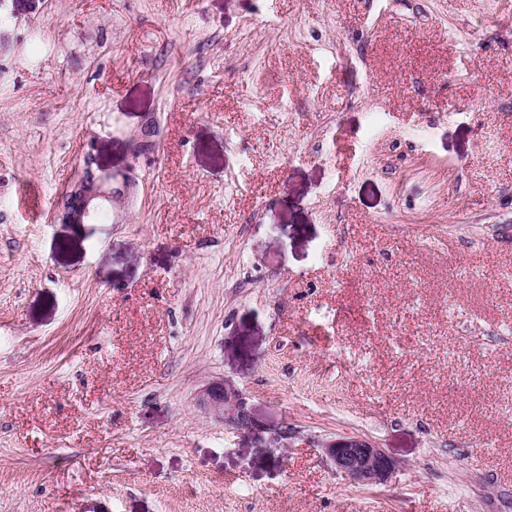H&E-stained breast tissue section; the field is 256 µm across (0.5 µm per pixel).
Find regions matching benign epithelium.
<instances>
[{
    "label": "benign epithelium",
    "mask_w": 512,
    "mask_h": 512,
    "mask_svg": "<svg viewBox=\"0 0 512 512\" xmlns=\"http://www.w3.org/2000/svg\"><path fill=\"white\" fill-rule=\"evenodd\" d=\"M84 166L56 200L53 219L62 224H94L103 210L112 211L118 198L133 197L137 183L127 173H114L97 165L93 141L82 145ZM204 405L218 420L244 427L251 412L239 394L222 382L208 386ZM327 456L335 470L363 486L381 484L392 472L389 457L374 443L361 436H340L326 444Z\"/></svg>",
    "instance_id": "obj_1"
}]
</instances>
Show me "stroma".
Here are the masks:
<instances>
[{"label":"stroma","instance_id":"obj_1","mask_svg":"<svg viewBox=\"0 0 512 512\" xmlns=\"http://www.w3.org/2000/svg\"><path fill=\"white\" fill-rule=\"evenodd\" d=\"M0 13V512H512V0ZM82 148V172L68 184L54 206L53 219L61 224H95L101 211L112 212V202L118 198L128 200L136 191L137 183L132 176L114 173L99 166L97 148L93 141L83 143ZM118 179L122 186L120 192L114 186ZM203 401L209 412L224 423L244 427L251 422V412L246 403L234 389L222 382L208 386L204 390ZM327 456L339 472L363 486L382 484L392 472L389 457L361 436H340L325 446Z\"/></svg>","mask_w":512,"mask_h":512}]
</instances>
